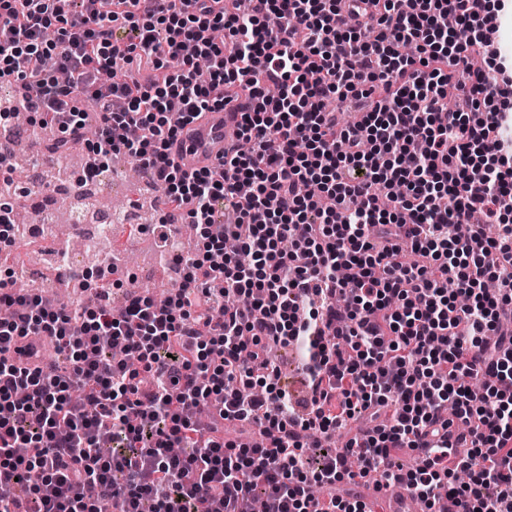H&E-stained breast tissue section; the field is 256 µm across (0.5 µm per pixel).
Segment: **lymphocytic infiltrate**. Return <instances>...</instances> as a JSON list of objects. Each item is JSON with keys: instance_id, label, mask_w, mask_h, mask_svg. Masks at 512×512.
Wrapping results in <instances>:
<instances>
[{"instance_id": "obj_1", "label": "lymphocytic infiltrate", "mask_w": 512, "mask_h": 512, "mask_svg": "<svg viewBox=\"0 0 512 512\" xmlns=\"http://www.w3.org/2000/svg\"><path fill=\"white\" fill-rule=\"evenodd\" d=\"M504 10L0 0V84L55 128L51 152L85 149L87 177L128 157L205 241L166 302L132 292L119 315L100 288L62 305L0 289V512H364L344 487L371 474L430 508L512 512V55L485 36ZM235 101L250 153L171 159L186 124ZM243 182L246 266L212 232ZM273 344L301 350L305 403ZM357 424L347 456L310 467Z\"/></svg>"}]
</instances>
